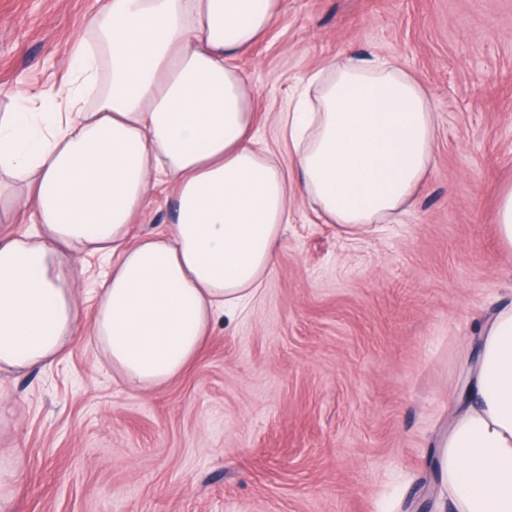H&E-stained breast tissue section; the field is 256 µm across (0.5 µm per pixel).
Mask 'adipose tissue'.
I'll list each match as a JSON object with an SVG mask.
<instances>
[{"mask_svg": "<svg viewBox=\"0 0 512 512\" xmlns=\"http://www.w3.org/2000/svg\"><path fill=\"white\" fill-rule=\"evenodd\" d=\"M279 0H103L64 58L61 105L0 88V372L50 367L76 336L124 383L151 389L199 354L275 263L288 187L348 234L405 213L435 162L436 115L420 84L377 59L331 60L282 112L294 160L260 146L235 58ZM175 219L132 236L158 186ZM82 255L108 264L80 317ZM434 512H512V303L481 326L476 360L437 443Z\"/></svg>", "mask_w": 512, "mask_h": 512, "instance_id": "obj_1", "label": "adipose tissue"}]
</instances>
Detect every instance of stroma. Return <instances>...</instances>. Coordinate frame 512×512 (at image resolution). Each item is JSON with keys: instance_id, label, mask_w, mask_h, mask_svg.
I'll list each match as a JSON object with an SVG mask.
<instances>
[{"instance_id": "obj_1", "label": "stroma", "mask_w": 512, "mask_h": 512, "mask_svg": "<svg viewBox=\"0 0 512 512\" xmlns=\"http://www.w3.org/2000/svg\"><path fill=\"white\" fill-rule=\"evenodd\" d=\"M98 0H0V87L60 86ZM238 60L257 135L331 59L407 72L438 117L435 165L395 223L350 235L299 192L273 270L219 315L199 356L149 390L84 338L48 369L0 373L12 512H419L464 350L512 302L492 222L512 181V0H281ZM23 459L20 455L13 456L11 469L4 477L0 468V511L8 512L11 501L17 496L22 483Z\"/></svg>"}]
</instances>
